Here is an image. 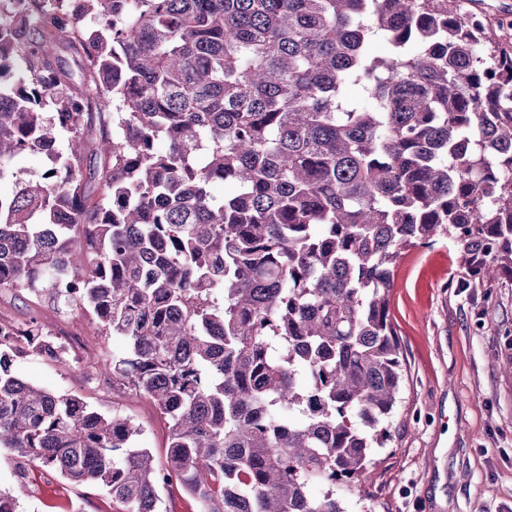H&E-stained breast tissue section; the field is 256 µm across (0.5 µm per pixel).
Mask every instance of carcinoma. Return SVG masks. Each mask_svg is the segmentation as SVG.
I'll list each match as a JSON object with an SVG mask.
<instances>
[{"label": "carcinoma", "instance_id": "1", "mask_svg": "<svg viewBox=\"0 0 512 512\" xmlns=\"http://www.w3.org/2000/svg\"><path fill=\"white\" fill-rule=\"evenodd\" d=\"M0 1V178L49 160L0 193V288L124 337L101 372L169 421L157 459L13 373L66 348L0 323V449L121 512L173 484L199 512H346L393 440L402 252L446 234L471 277L512 271V47L459 0ZM47 163L46 157L41 155H22L16 158L12 162L8 174L0 180V191L3 194L11 193L15 188L17 177L25 180L39 178Z\"/></svg>", "mask_w": 512, "mask_h": 512}]
</instances>
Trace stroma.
Segmentation results:
<instances>
[{
	"label": "stroma",
	"mask_w": 512,
	"mask_h": 512,
	"mask_svg": "<svg viewBox=\"0 0 512 512\" xmlns=\"http://www.w3.org/2000/svg\"><path fill=\"white\" fill-rule=\"evenodd\" d=\"M491 33L512 45V0H465ZM391 313L404 358L396 437L377 457L366 498L345 495L347 512H512V275L470 281L460 246L442 236L402 253ZM37 322L69 350L58 363L17 354L15 373L35 385L83 398L94 409H118L142 429L141 446L163 456L169 428L153 404L118 394L100 367L128 345L105 335L92 316L58 309L12 288L0 289V319ZM0 489L22 512H118L111 496L88 485L73 490L37 466L17 478L0 457Z\"/></svg>",
	"instance_id": "35a3bbf8"
}]
</instances>
